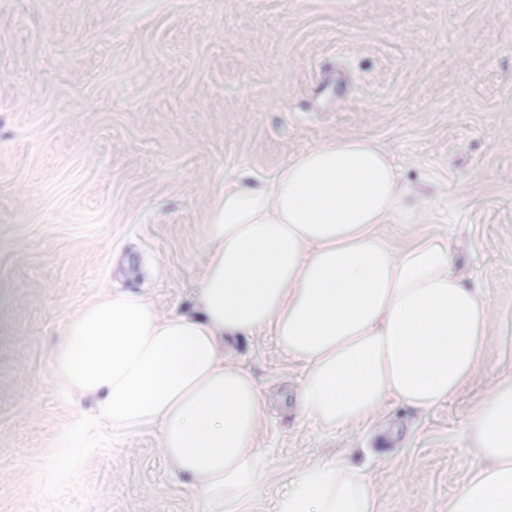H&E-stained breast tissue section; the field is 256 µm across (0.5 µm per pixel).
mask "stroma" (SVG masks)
Wrapping results in <instances>:
<instances>
[{"mask_svg":"<svg viewBox=\"0 0 512 512\" xmlns=\"http://www.w3.org/2000/svg\"><path fill=\"white\" fill-rule=\"evenodd\" d=\"M353 137L417 192L422 221L382 234L447 239L487 344L439 405L329 429L290 403L305 368L273 329L239 337L266 453L239 512L323 460L365 467L374 512H448L477 465L467 421L512 378V0H0V512H204L151 434L83 427L50 373L60 328L104 292L190 311L225 185Z\"/></svg>","mask_w":512,"mask_h":512,"instance_id":"1","label":"stroma"}]
</instances>
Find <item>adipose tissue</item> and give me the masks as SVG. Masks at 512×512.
Wrapping results in <instances>:
<instances>
[{
    "label": "adipose tissue",
    "instance_id": "obj_1",
    "mask_svg": "<svg viewBox=\"0 0 512 512\" xmlns=\"http://www.w3.org/2000/svg\"><path fill=\"white\" fill-rule=\"evenodd\" d=\"M410 190L375 141L329 140L266 186L234 184L213 207L194 309L163 313L130 293L84 304L60 331L51 373L90 403L89 428L150 433L205 512L257 493L263 399L231 362L229 339L273 327L306 373L297 407L328 427L375 416L387 400L427 409L478 367L489 310L452 273L446 240L392 248L380 229ZM480 462L448 512H512V379L472 413ZM362 469L301 471L278 512H373Z\"/></svg>",
    "mask_w": 512,
    "mask_h": 512
}]
</instances>
